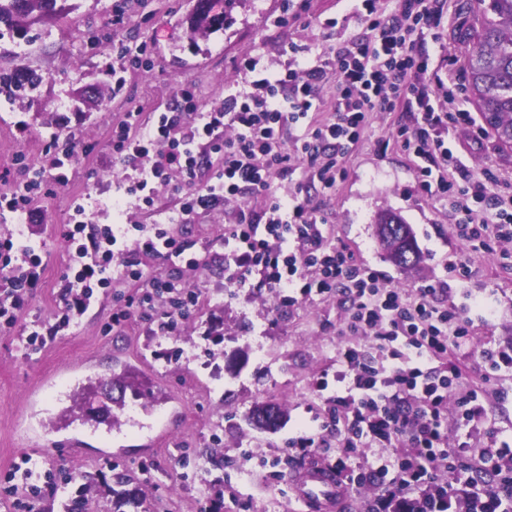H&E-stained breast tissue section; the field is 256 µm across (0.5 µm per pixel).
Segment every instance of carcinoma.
Returning a JSON list of instances; mask_svg holds the SVG:
<instances>
[{
	"instance_id": "1",
	"label": "carcinoma",
	"mask_w": 512,
	"mask_h": 512,
	"mask_svg": "<svg viewBox=\"0 0 512 512\" xmlns=\"http://www.w3.org/2000/svg\"><path fill=\"white\" fill-rule=\"evenodd\" d=\"M66 0H0V40L22 38L33 26L50 19L70 25ZM480 28L465 52V75L482 115L492 120L498 140L512 143V0H478ZM225 11L204 7L188 17L190 37L224 28ZM43 81L42 75L25 65L0 71V96L12 102L24 100ZM376 233L387 258L398 266L419 262L421 255L411 231L401 216L386 210L375 221Z\"/></svg>"
}]
</instances>
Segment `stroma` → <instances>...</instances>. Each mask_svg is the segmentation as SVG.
Wrapping results in <instances>:
<instances>
[{
    "mask_svg": "<svg viewBox=\"0 0 512 512\" xmlns=\"http://www.w3.org/2000/svg\"><path fill=\"white\" fill-rule=\"evenodd\" d=\"M69 2L72 26H34L25 57L10 52L9 40L0 41V69L22 63L37 69L45 78L38 96L49 104L43 115L24 102L0 108V193L14 190L33 171L42 174L27 213L0 209V238H16L18 228H25L29 243L45 260L42 282L31 290L15 332L0 333V512H26L5 493L9 474L26 462L37 474L30 499L40 512H62L65 483L74 474L90 487L87 512H108L110 489L121 477L142 497L145 512H200L217 487L224 497L214 512H318L295 498L288 474L280 473L276 462L290 458L304 464L306 459L292 456L290 446L304 429L321 424L331 406L329 392L317 391V380L335 381L343 345L365 349L369 341L341 336L349 306L339 298L287 305L278 288H225L224 264L213 246L223 239L232 214L219 210L171 225L172 233L196 241L195 267L176 259H139L146 275L175 279L199 296L174 335H153L149 322L135 312L113 323V313L127 308L135 294L120 280L99 290L98 303L79 324L41 352L26 354L19 335L53 321L58 310V283L71 260L63 232L74 201L85 202L88 223L113 225L154 223L157 213L182 200L185 189L174 172L158 185L153 208L127 196L132 170L112 156V125L124 112L164 111L183 89L192 93L198 109L223 103L229 86L243 80L238 65L244 55L259 56L261 66L275 71L287 61L283 48L288 42L331 47L359 33L355 2L304 0L299 18L278 26L274 20L283 11V0H263L258 7L241 0L224 30L196 39L190 38L186 22L193 0ZM476 8V0H451L443 44L429 40L425 50L435 56L444 47L463 56L467 33L479 26ZM118 16L123 24L117 30L126 45H150L154 55L150 68L127 73L116 94L112 22ZM328 18L335 19V26H325ZM87 84L107 95L106 106L78 96ZM409 120L406 112L376 114L365 139L345 161V179L335 188L312 192L311 201L325 215L332 239L351 244L367 266L404 291L445 279L450 262L466 259L472 273L458 283L454 300L480 302L488 313L460 352L466 382L512 388L507 373L500 381H484L480 355L492 344L512 346V255L464 249L448 227L447 212L415 195L413 164L394 150L378 153V140L394 124ZM57 143L75 147L63 187L54 182L46 155ZM385 209L410 224L423 255L415 268L397 267L381 249L374 219ZM77 366L115 380L122 368H134L154 386L160 405L148 411L142 399L129 395L114 413L112 437L125 455L99 457L103 441L90 434L83 447L67 455L43 457L23 443L16 425L30 412L29 390ZM257 402L283 409L285 421L277 432L247 424L245 415ZM157 415L170 421L171 434H158Z\"/></svg>",
    "mask_w": 512,
    "mask_h": 512,
    "instance_id": "stroma-1",
    "label": "stroma"
}]
</instances>
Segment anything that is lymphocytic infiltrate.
I'll use <instances>...</instances> for the list:
<instances>
[{
  "label": "lymphocytic infiltrate",
  "mask_w": 512,
  "mask_h": 512,
  "mask_svg": "<svg viewBox=\"0 0 512 512\" xmlns=\"http://www.w3.org/2000/svg\"><path fill=\"white\" fill-rule=\"evenodd\" d=\"M383 14L377 0H360V33L336 46L289 42L284 70H259L245 56L241 70L249 79L225 96L221 105L196 111L188 91H180L177 107L143 120L141 110L126 112L112 128V154L140 168L128 195L152 205L154 185L166 170H177L188 190L168 223L221 210L243 194L269 199L267 211L238 210L224 231L225 285L240 289L251 281L285 289V302L298 298L346 295L349 315L342 334L370 337L383 355L374 364L364 351L346 346L339 353L345 394L332 400L328 419L293 444L300 455L319 447L324 433L341 431L342 455L336 473L348 460H363L372 449L369 471L358 482L376 477L381 491L365 501L363 512H382L393 499L411 494L466 503V512H506L512 504V443L483 427L489 400L506 399L461 387L463 368L458 350L469 341L475 323L470 307L456 304L453 283L470 274L466 262L449 266V280L406 292L387 286L379 271L357 261L351 247L329 242L326 219L310 203L314 184L330 188L344 180V161L364 138L379 112H409L412 123L397 124L380 139L379 150L401 152L415 165L418 194L448 212L456 239L468 248L497 251L512 244V174L492 165L470 167L459 149V137L477 143L488 130L471 112L460 74L448 79V92L438 96L440 77L424 37L439 40L447 0H399ZM334 82L330 103L321 91ZM291 177L293 193L281 199L274 187ZM78 220L65 238L74 245L79 268L58 284L59 313L54 322L23 337L26 349L38 351L69 327L74 314H85L95 291L112 282V264L136 283V308L158 336L176 331L199 301L196 293L174 281L145 276L136 256L196 262L195 241L168 234L156 224L134 228L90 229ZM43 272L34 249L15 251L12 239L0 240V329H12L28 303L29 291ZM169 310L156 311L158 299ZM468 433L485 432L487 442L473 447L464 440L448 443L449 424ZM491 468L493 483L474 474Z\"/></svg>",
  "instance_id": "1"
}]
</instances>
